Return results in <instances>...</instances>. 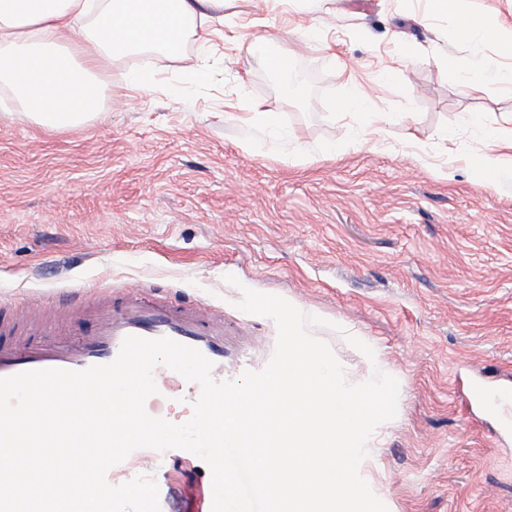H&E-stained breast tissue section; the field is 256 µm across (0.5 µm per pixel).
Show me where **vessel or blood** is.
<instances>
[{"instance_id":"b4317fda","label":"vessel or blood","mask_w":512,"mask_h":512,"mask_svg":"<svg viewBox=\"0 0 512 512\" xmlns=\"http://www.w3.org/2000/svg\"><path fill=\"white\" fill-rule=\"evenodd\" d=\"M85 292L70 288L57 294L59 308L73 323L95 322V332L79 339H62L43 345L31 339L19 340L20 321L14 307L0 303V378L42 369L83 370L105 365L118 355L125 337L146 339L168 337L198 349L212 364L211 376L224 381V313L203 304L160 301L144 297L139 284H126L119 295L95 305L87 304ZM160 395L171 394L186 403L200 396L197 383L163 366L154 371ZM186 452L182 449L158 451L140 448L106 474L109 484L118 486L136 476L151 477L159 490L162 512L180 501L170 478V470Z\"/></svg>"}]
</instances>
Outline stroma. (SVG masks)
Returning <instances> with one entry per match:
<instances>
[{"label":"stroma","instance_id":"stroma-1","mask_svg":"<svg viewBox=\"0 0 512 512\" xmlns=\"http://www.w3.org/2000/svg\"><path fill=\"white\" fill-rule=\"evenodd\" d=\"M259 39L314 81L284 92ZM201 52L199 84L156 50L103 62L107 110L64 130L0 93V302L137 282L221 309L227 369L258 371L277 328L240 289L283 297L329 320L315 334L349 383L370 374L354 337L399 381L360 466L389 512H512V414L461 387L512 389V148L482 179L472 127L512 113V86L461 88L512 51L458 40L426 0H224ZM140 69L153 83L130 87ZM357 88L380 133L336 109ZM252 105L288 137L251 126Z\"/></svg>","mask_w":512,"mask_h":512}]
</instances>
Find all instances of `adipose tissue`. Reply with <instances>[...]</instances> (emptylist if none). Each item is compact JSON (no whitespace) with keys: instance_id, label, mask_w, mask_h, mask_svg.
Listing matches in <instances>:
<instances>
[{"instance_id":"ef3b65f1","label":"adipose tissue","mask_w":512,"mask_h":512,"mask_svg":"<svg viewBox=\"0 0 512 512\" xmlns=\"http://www.w3.org/2000/svg\"><path fill=\"white\" fill-rule=\"evenodd\" d=\"M429 5L453 17L459 38L512 47V23L484 20L471 0ZM223 18L224 0H0V84L36 125L75 127L104 111L99 68L114 56L158 50L179 59L186 82L203 80L204 59L182 47Z\"/></svg>"}]
</instances>
